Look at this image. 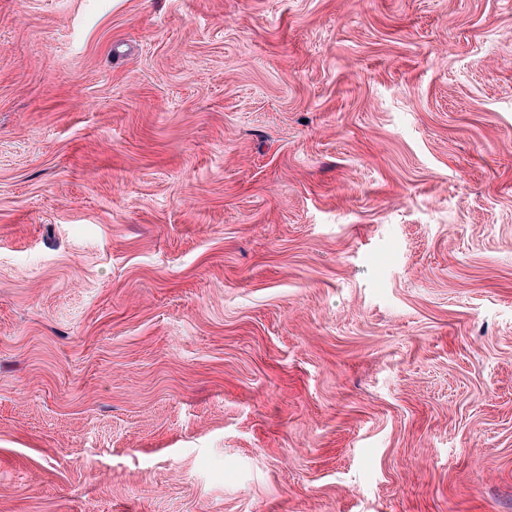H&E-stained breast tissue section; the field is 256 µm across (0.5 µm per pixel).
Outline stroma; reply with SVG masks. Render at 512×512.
Wrapping results in <instances>:
<instances>
[{
  "mask_svg": "<svg viewBox=\"0 0 512 512\" xmlns=\"http://www.w3.org/2000/svg\"><path fill=\"white\" fill-rule=\"evenodd\" d=\"M0 512H512V0H0Z\"/></svg>",
  "mask_w": 512,
  "mask_h": 512,
  "instance_id": "35a3bbf8",
  "label": "stroma"
}]
</instances>
